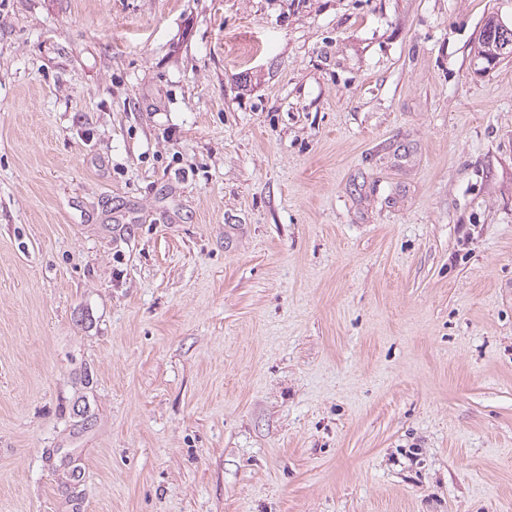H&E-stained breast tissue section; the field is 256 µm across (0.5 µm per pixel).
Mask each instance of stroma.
<instances>
[{"label": "stroma", "instance_id": "1", "mask_svg": "<svg viewBox=\"0 0 512 512\" xmlns=\"http://www.w3.org/2000/svg\"><path fill=\"white\" fill-rule=\"evenodd\" d=\"M512 0H0V512H512ZM477 44L475 56L484 65L489 61H496L497 64L508 58L509 52L512 57V27L508 26V30H500L498 17L489 16L479 34Z\"/></svg>", "mask_w": 512, "mask_h": 512}]
</instances>
